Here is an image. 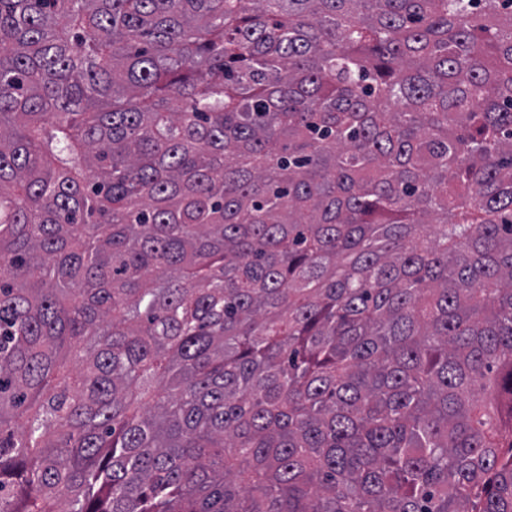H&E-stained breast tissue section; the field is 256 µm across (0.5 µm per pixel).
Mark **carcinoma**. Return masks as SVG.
Instances as JSON below:
<instances>
[{"label": "carcinoma", "instance_id": "1", "mask_svg": "<svg viewBox=\"0 0 512 512\" xmlns=\"http://www.w3.org/2000/svg\"><path fill=\"white\" fill-rule=\"evenodd\" d=\"M0 512H512V0H0Z\"/></svg>", "mask_w": 512, "mask_h": 512}]
</instances>
